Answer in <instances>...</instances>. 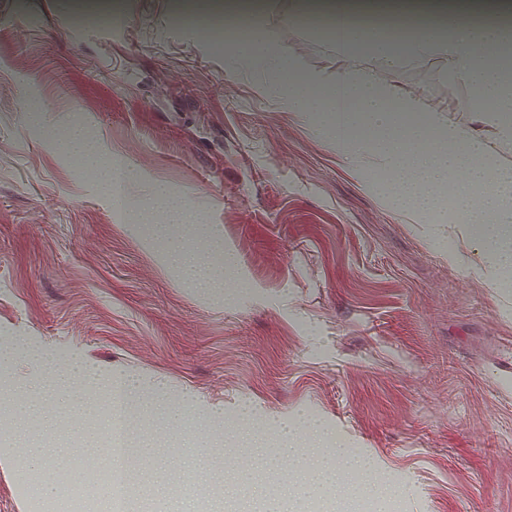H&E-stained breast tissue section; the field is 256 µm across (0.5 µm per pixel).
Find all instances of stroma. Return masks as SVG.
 <instances>
[{"instance_id":"35a3bbf8","label":"stroma","mask_w":512,"mask_h":512,"mask_svg":"<svg viewBox=\"0 0 512 512\" xmlns=\"http://www.w3.org/2000/svg\"><path fill=\"white\" fill-rule=\"evenodd\" d=\"M183 8L0 0V337L41 358L0 368L77 367L31 429L53 442L51 479L75 488L102 462L75 434L97 435L95 388L121 375L146 396L144 512H262L271 497L286 512H512V384L492 367L512 346V295L459 225H443L446 249L407 222L384 181L362 186ZM301 13L264 0L262 20L308 69L335 67ZM449 69L433 53L384 78L473 122L481 92ZM107 170L187 204V250L219 225L248 288L233 278L215 299L179 282L115 215ZM291 444L301 456L282 455ZM342 452L360 480L314 487ZM28 471L0 468V512H59Z\"/></svg>"}]
</instances>
